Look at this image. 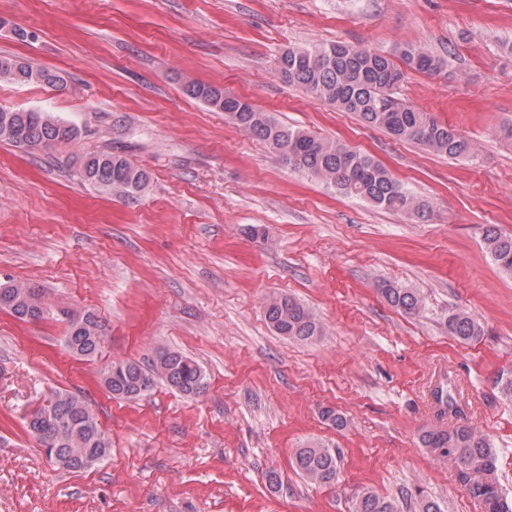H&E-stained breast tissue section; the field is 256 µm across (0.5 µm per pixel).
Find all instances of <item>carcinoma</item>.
<instances>
[{
    "label": "carcinoma",
    "instance_id": "carcinoma-1",
    "mask_svg": "<svg viewBox=\"0 0 512 512\" xmlns=\"http://www.w3.org/2000/svg\"><path fill=\"white\" fill-rule=\"evenodd\" d=\"M401 63L392 55L344 42L307 47H290L275 59V70L287 84L311 99L342 112L356 115L368 126L380 128L393 138L422 146L429 152L450 159H463L475 152L473 143L431 113L404 103L394 92L393 77L407 68L432 74L447 60L421 44H407L396 50ZM12 58L0 57V81L16 84L37 83L51 88L64 86L58 72L23 63L14 70ZM183 93L221 111L241 130L265 143L278 161L293 173L325 184L334 192L353 197L378 208L423 219L430 213L428 201L405 187L382 163L347 144L323 139L310 132L285 125L274 115L251 102L226 95L212 85L189 81ZM10 124L11 133L1 131ZM75 125L35 111L0 109V141L30 151H45L57 145L76 142L80 133ZM79 178L118 198L136 199L146 192L150 175L131 162L123 152L102 150L83 158ZM483 241L493 261L512 275V234L495 227L483 232ZM384 298L403 312L415 315L425 309L424 297L411 288L385 282ZM0 310L21 321H41L52 312L44 289L31 282L0 287ZM85 325L76 332V317L68 319L64 336L67 350L91 361L102 351L106 327L94 314H83ZM265 317L273 330L292 340H316L325 329L317 316L292 296L271 298ZM448 334L460 341L483 335L481 323L463 310L450 309L444 319ZM108 377L107 390L115 399L136 400L161 380L185 396H199L208 388L207 375L193 359L175 350L156 354L151 366L134 361L115 360L102 371ZM503 400L512 403V368L493 379ZM46 411L52 422L44 423L33 414L27 422L30 434L46 455L71 471H84L103 461L111 451V441L97 415L81 396L56 393ZM423 447L437 459L454 463L463 475L468 492L479 499L485 512H512V502L503 493L498 479V454L494 442L465 422L444 429H426ZM295 469L308 481L320 486L336 484L340 456L334 448L310 443L295 449ZM352 512H400L395 500L371 490L356 494Z\"/></svg>",
    "mask_w": 512,
    "mask_h": 512
}]
</instances>
